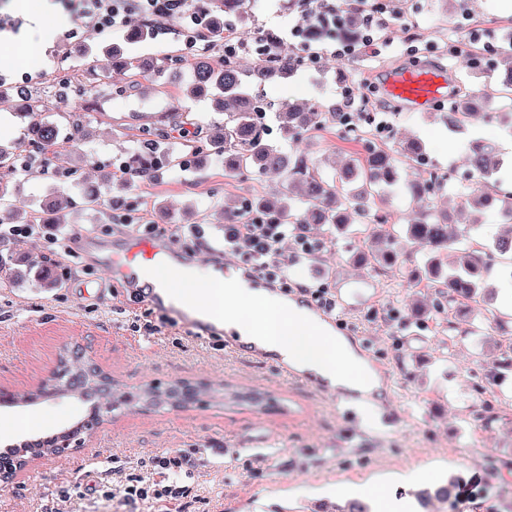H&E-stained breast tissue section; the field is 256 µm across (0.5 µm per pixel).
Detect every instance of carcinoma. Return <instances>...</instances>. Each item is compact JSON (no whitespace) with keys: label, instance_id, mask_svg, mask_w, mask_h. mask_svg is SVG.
I'll use <instances>...</instances> for the list:
<instances>
[{"label":"carcinoma","instance_id":"carcinoma-1","mask_svg":"<svg viewBox=\"0 0 512 512\" xmlns=\"http://www.w3.org/2000/svg\"><path fill=\"white\" fill-rule=\"evenodd\" d=\"M249 0H209L213 12L211 33L222 35L225 24H246L249 19L246 3ZM345 14L336 16V28L354 36L360 23L359 0H348ZM264 56L255 60L251 70L242 68L238 55L226 54L224 60L215 63L210 55L198 56L193 65L192 93L215 92V111L224 116V121H215L211 132L203 134L200 126L189 123L193 128L191 136L183 139V146L191 151L196 149L195 140L205 136L210 150L224 154V169L234 175H261L268 171H285L288 174V196L292 202L279 206L263 204V209L275 212L285 224H300L304 227L318 224L327 228L328 233L362 234L367 238L382 240V246L375 252H362L359 259L371 260L378 265L395 269L405 254V246L420 244L429 251L424 262V274L437 292L453 304L470 298L487 288V272L491 262L499 258L505 264V272L512 277V230L492 242H479L481 225L462 216L453 221L430 206L409 214L401 228V238H396L384 229L388 223L381 211L386 203V190L398 182V170L403 164L417 161L424 153L420 139L411 137L401 145L388 151L379 146H368L365 155L352 163L338 178H328L316 167L307 164L304 153L290 155L268 141L256 122L254 106L257 96L249 91L252 83H261L278 76H287L299 67L297 55L271 34L261 39ZM498 67L504 71L503 85L497 92L512 94V48L500 52ZM103 68L129 71L126 81L115 88V92L141 95L146 85L144 75L136 71L135 63L124 56L123 48L114 44L104 51ZM12 94L22 100L31 115L43 107L42 97L24 85L12 89ZM492 93H468L457 98L448 113V130L457 132L470 129L474 135L463 144L467 154L470 177L475 184L470 204L483 207L497 203L498 211L512 221V191H500L497 199L484 193V189L496 180L504 166V158L495 155V148L483 143L475 134L481 124L490 118L480 103L490 99ZM283 134L296 147L328 123L336 121L333 112H321L319 107L307 104H290L274 112ZM89 133L79 128V123L61 116L59 121L36 120L27 130L25 148L0 143V223L10 224H58L59 218L49 216L53 206L48 205L40 212L20 211L6 198L5 185L21 173H31L45 153L59 145L66 144L77 150ZM182 165V157L170 147L163 133L151 138L140 139L139 151L125 161V168L133 175L146 176L161 170H172ZM354 183L356 187L345 188ZM444 186L435 173L420 182L408 186L416 199H427ZM453 246L457 252L454 265L443 268L440 256ZM68 371L64 384L75 394V386L82 393L98 396L107 391L112 403L121 407L134 400L155 405L161 402L182 401V387L171 386L165 391L154 390L146 395H132L120 388L119 384L90 377L83 364L67 361Z\"/></svg>","mask_w":512,"mask_h":512}]
</instances>
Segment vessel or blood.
Returning <instances> with one entry per match:
<instances>
[{
	"instance_id": "1",
	"label": "vessel or blood",
	"mask_w": 512,
	"mask_h": 512,
	"mask_svg": "<svg viewBox=\"0 0 512 512\" xmlns=\"http://www.w3.org/2000/svg\"><path fill=\"white\" fill-rule=\"evenodd\" d=\"M446 86L441 70L421 67L394 74L386 90L414 110L422 111L442 96ZM199 262V256L185 254L167 238L142 234L130 236L124 250L111 254L108 268L127 287L139 293L145 306L177 314L196 338L218 340L224 330L217 320L206 311L176 299L160 280L161 274L172 271L183 280H190L191 271Z\"/></svg>"
}]
</instances>
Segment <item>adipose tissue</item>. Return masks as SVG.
<instances>
[{
	"label": "adipose tissue",
	"instance_id": "1",
	"mask_svg": "<svg viewBox=\"0 0 512 512\" xmlns=\"http://www.w3.org/2000/svg\"><path fill=\"white\" fill-rule=\"evenodd\" d=\"M171 293L192 295L205 306L221 307L223 327L241 343L262 347L350 399L366 402L378 388L376 376L352 344L306 307L240 280L205 273L193 282L167 276Z\"/></svg>",
	"mask_w": 512,
	"mask_h": 512
}]
</instances>
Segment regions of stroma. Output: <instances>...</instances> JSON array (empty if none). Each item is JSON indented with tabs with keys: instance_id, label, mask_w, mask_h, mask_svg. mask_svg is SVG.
Masks as SVG:
<instances>
[{
	"instance_id": "35a3bbf8",
	"label": "stroma",
	"mask_w": 512,
	"mask_h": 512,
	"mask_svg": "<svg viewBox=\"0 0 512 512\" xmlns=\"http://www.w3.org/2000/svg\"><path fill=\"white\" fill-rule=\"evenodd\" d=\"M31 5L30 12L19 13L13 0H0V11L17 14L21 22L18 30L0 31V90L24 85L44 95L48 86L70 76L85 89L87 110H79L74 100L46 98L41 116L51 119L64 108L75 109L92 136L84 156L50 152L41 173L18 175L8 185L11 203L26 211L57 197L63 218L58 233L75 241L67 251L36 234L0 247V255L14 263L51 266L60 282L52 290L40 288L31 271L23 282L0 286V386L22 392L37 388L60 352L78 343L124 390L188 382L206 393L180 407L125 411L106 421L86 447L38 459L15 483L0 487V512H44L64 493L71 497L70 512H154L145 502L104 496L101 488L111 484L113 467L130 471L143 459L179 450L195 462L181 478L196 496L186 512H313L322 503L346 512L350 500L337 495V488L377 485L396 498L415 500L419 489L436 490L452 477L458 481L452 502L416 504L414 512H512V314L502 311L512 279L501 265L491 268V295L477 294L448 313L436 310L426 279L409 285L390 269L358 263L357 253L375 248L364 238H325L318 251L285 252L278 291L301 305L308 302L309 288L325 289L337 299L336 331L357 345L382 378L379 395L368 406L394 412V420L383 426L369 419L349 422L335 397L322 393L314 380L288 378L275 363L258 364L223 343L192 338L178 317L142 307L119 277L108 276L101 244L120 247L141 225L160 223L184 252L195 254L199 247L191 227L200 224L210 260L222 262L224 228L214 221L215 210H237L246 197L285 200L286 178L228 177L223 156L206 149L189 166L160 179L131 182L120 209L106 197L89 207L84 188L106 174L123 180L119 166L140 133L171 128L181 109L193 122L209 125L215 106L189 93L196 53L186 48L176 21L169 34L128 47L144 61L167 54L182 59L177 71L150 72L153 90L144 96H116L112 85L119 73L86 69L87 56L101 54L113 38L76 28L72 15L59 6L51 10L61 24L52 30L39 65L18 66L13 46L35 34L36 12L47 7L45 0ZM302 9L301 0H258L252 6L249 29L277 33L294 51L306 47L322 57L319 69L299 67L263 83L258 94L332 112L340 86L354 84L355 111L387 115L389 129L377 134L379 144L392 149L410 136L424 143L426 166L405 170L404 180L456 172L430 202L457 210L462 202L458 176L465 171L459 135L389 96L386 83L398 71L427 64L447 71L450 93L498 88L500 71L484 51L512 43V8L505 0H467L461 14L450 0H390L375 48L344 57L333 56L325 40L291 36ZM473 54L482 59L479 67L468 62ZM338 132L337 126H327L305 149L327 175L363 151L361 142L342 140ZM68 169L74 177L60 180L59 172ZM415 305L426 307L423 318L412 317ZM493 374L502 381L493 385L495 404L487 408L479 385ZM228 388L260 393L267 405L258 409L225 401ZM32 412L46 416L44 431L51 434L76 423L86 406L73 396L0 406V417ZM421 469L428 478L417 486L409 483L408 475Z\"/></svg>"
}]
</instances>
